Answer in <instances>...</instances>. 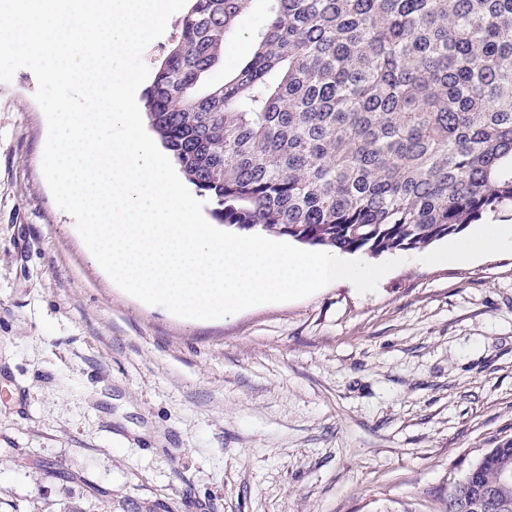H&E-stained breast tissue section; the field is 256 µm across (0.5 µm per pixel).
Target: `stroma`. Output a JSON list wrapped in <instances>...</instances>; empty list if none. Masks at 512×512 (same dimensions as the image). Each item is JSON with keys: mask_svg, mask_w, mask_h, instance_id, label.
I'll use <instances>...</instances> for the list:
<instances>
[{"mask_svg": "<svg viewBox=\"0 0 512 512\" xmlns=\"http://www.w3.org/2000/svg\"><path fill=\"white\" fill-rule=\"evenodd\" d=\"M264 0L210 79L243 65ZM0 83V512H446L512 438V251L184 319L122 291Z\"/></svg>", "mask_w": 512, "mask_h": 512, "instance_id": "1", "label": "stroma"}]
</instances>
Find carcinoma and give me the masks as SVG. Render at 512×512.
<instances>
[{
    "mask_svg": "<svg viewBox=\"0 0 512 512\" xmlns=\"http://www.w3.org/2000/svg\"><path fill=\"white\" fill-rule=\"evenodd\" d=\"M191 0L144 112L219 224L311 247L423 249L512 207V0ZM473 493L512 471V439ZM266 2L255 1L238 21L237 33L227 45L221 63L210 73L212 82H219L243 65L250 54L256 33L266 24Z\"/></svg>",
    "mask_w": 512,
    "mask_h": 512,
    "instance_id": "obj_1",
    "label": "carcinoma"
}]
</instances>
